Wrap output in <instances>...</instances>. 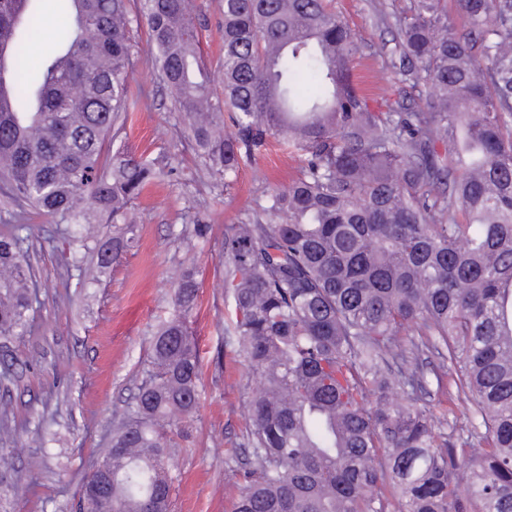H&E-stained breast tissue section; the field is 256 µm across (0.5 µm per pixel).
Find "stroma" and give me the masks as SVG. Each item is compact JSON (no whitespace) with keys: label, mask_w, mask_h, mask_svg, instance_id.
<instances>
[{"label":"stroma","mask_w":512,"mask_h":512,"mask_svg":"<svg viewBox=\"0 0 512 512\" xmlns=\"http://www.w3.org/2000/svg\"><path fill=\"white\" fill-rule=\"evenodd\" d=\"M194 24L207 59L215 95L224 92L221 0H197ZM41 35L31 63L54 49L56 29L67 20L61 0H37ZM362 44L357 77L377 90L391 77L383 62L385 34L369 0H336ZM145 31L135 35L137 64L130 91L137 104L127 112L116 145L174 168L173 176L148 184L130 209L137 242L122 263L97 272L94 260L76 267L67 249V228L32 214L25 222L38 301L30 313L31 335L11 348L32 365L9 386L7 440L22 480L0 502L7 512H76L84 476L112 439L114 424L129 410L148 362L151 337L174 313L181 269L199 272L197 307L189 319L202 365L198 411L171 461V512H230L238 490L229 477L232 450L249 424L247 400L254 383L235 354L225 329L224 227L251 214L263 192L287 185L299 158L270 141L232 186L205 166L187 138L174 97L158 79ZM210 225L206 238L194 224Z\"/></svg>","instance_id":"stroma-1"}]
</instances>
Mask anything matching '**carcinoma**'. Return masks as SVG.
Masks as SVG:
<instances>
[{
  "label": "carcinoma",
  "instance_id": "1",
  "mask_svg": "<svg viewBox=\"0 0 512 512\" xmlns=\"http://www.w3.org/2000/svg\"><path fill=\"white\" fill-rule=\"evenodd\" d=\"M33 2L0 0V181L19 220L77 225L75 262L120 264L128 204L174 172L110 154L139 20L224 182L272 137L301 157L224 225L227 332L259 383L231 512H512V0L374 5L392 33L377 96L354 79L360 41L332 0H223L222 99L198 79L194 0H140L135 15L131 0H69L54 53L31 66ZM23 228L0 232L3 347L31 333ZM197 276L178 278L112 430L110 487L83 512H169L172 448L200 400ZM33 362L1 355L0 381ZM448 383L472 399L460 429L435 412ZM16 478L0 448V488Z\"/></svg>",
  "mask_w": 512,
  "mask_h": 512
}]
</instances>
